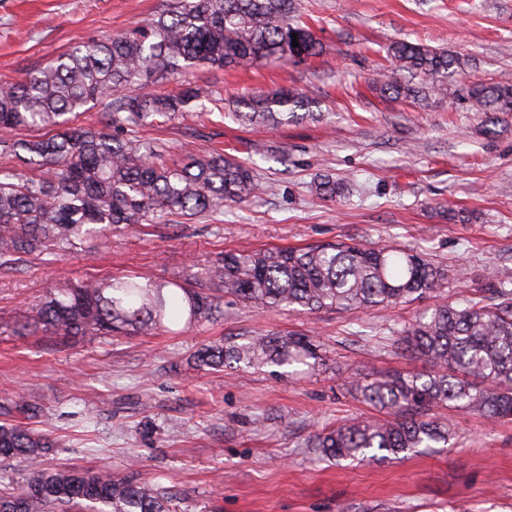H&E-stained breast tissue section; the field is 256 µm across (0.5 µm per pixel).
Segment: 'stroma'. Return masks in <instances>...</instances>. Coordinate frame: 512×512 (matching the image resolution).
Wrapping results in <instances>:
<instances>
[{
  "label": "stroma",
  "instance_id": "obj_1",
  "mask_svg": "<svg viewBox=\"0 0 512 512\" xmlns=\"http://www.w3.org/2000/svg\"><path fill=\"white\" fill-rule=\"evenodd\" d=\"M165 0H0V85L49 64L81 39L146 21ZM323 45L302 63L189 73L209 82L222 109L135 129L170 158L213 150L252 161L266 189L223 213L113 234L96 254L30 258L0 268V395L38 396L41 427L56 442L45 468H95L176 493V512H512V423L442 408L450 447L402 460L317 461L306 442L328 424L373 416L349 396V372L418 373L395 332L436 300L477 297L494 267L512 268V113L487 123L466 98L471 81L512 83V0H300ZM403 39L465 60L447 94L412 104L371 90L388 71L386 46ZM290 86L319 103L316 118L246 126L232 102ZM287 154L280 163L266 147ZM346 181L332 200L316 175ZM452 214H443V207ZM344 241L414 248L463 266L436 297L364 312L259 310L232 298L222 319L180 334L77 337L63 345L15 332L51 285L66 279L196 274L219 251L251 252ZM294 331L323 351L316 371L225 372L189 361L200 344L251 332Z\"/></svg>",
  "mask_w": 512,
  "mask_h": 512
}]
</instances>
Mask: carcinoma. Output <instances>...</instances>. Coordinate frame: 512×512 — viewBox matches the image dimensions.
I'll use <instances>...</instances> for the list:
<instances>
[{
  "label": "carcinoma",
  "instance_id": "cac0c4a2",
  "mask_svg": "<svg viewBox=\"0 0 512 512\" xmlns=\"http://www.w3.org/2000/svg\"><path fill=\"white\" fill-rule=\"evenodd\" d=\"M298 46H292V35ZM322 43L304 25L296 0H172L147 22L119 34L76 43L51 64L0 86V267L28 256L94 252L110 236L161 217H206L264 191L244 161L211 153L168 162L150 141L118 131L173 122L219 106L213 90L188 82L173 95L152 88L189 70L255 66L313 58ZM393 68L374 78L393 99L443 95L461 69L442 47L394 41ZM477 112H512V84L479 80L468 87ZM106 102L95 125L77 123L87 106ZM312 115L299 89L257 91L233 113L245 124L283 125ZM327 175L313 182L319 199L344 194ZM460 270L410 248L344 242L304 248L221 252L200 278H86L55 286L32 307L22 328L47 337L178 334L224 314V296L262 309L361 311L387 308L437 292ZM493 301L443 302L403 326L396 346L429 365L421 373L351 376L346 388L386 413L349 419L313 434L306 447L323 461L400 459L452 439L436 410L458 408L499 424L512 420V271L493 274ZM202 370L245 367L315 369L318 345L297 333L214 341L193 354ZM43 409L32 394L0 399V458L28 470L16 482L0 473V512H171V496L136 472L43 468L55 442L31 421Z\"/></svg>",
  "mask_w": 512,
  "mask_h": 512
}]
</instances>
